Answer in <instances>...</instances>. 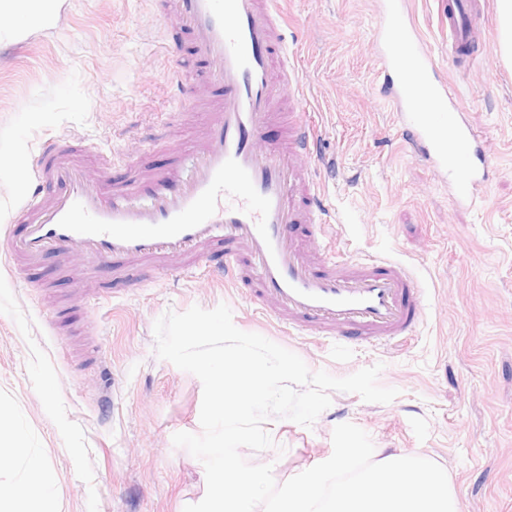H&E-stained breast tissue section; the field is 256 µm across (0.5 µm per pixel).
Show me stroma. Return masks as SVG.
Masks as SVG:
<instances>
[{
  "instance_id": "obj_1",
  "label": "stroma",
  "mask_w": 512,
  "mask_h": 512,
  "mask_svg": "<svg viewBox=\"0 0 512 512\" xmlns=\"http://www.w3.org/2000/svg\"><path fill=\"white\" fill-rule=\"evenodd\" d=\"M164 0H58L49 22L0 19V161L29 164L49 141L75 144L107 187L145 178L194 149L204 117L171 88ZM379 0H288V48L318 134L310 178L329 207L325 238L355 258L389 256L423 288L412 336L372 344L288 333L247 280L142 262L110 299L104 265L0 252V448L27 435L56 473L57 512H183L206 492L201 461L175 447L200 433L202 384L155 354V321L228 305L235 326L342 378L382 364L387 404L334 391L312 427L272 418L273 448L242 449L276 483L327 460L352 423L375 452L431 460L459 512H512V68L499 57L454 67L439 0L409 12L495 168L483 199L457 206L447 183L407 149L376 96Z\"/></svg>"
}]
</instances>
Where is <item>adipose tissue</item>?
I'll use <instances>...</instances> for the list:
<instances>
[{
	"instance_id": "obj_1",
	"label": "adipose tissue",
	"mask_w": 512,
	"mask_h": 512,
	"mask_svg": "<svg viewBox=\"0 0 512 512\" xmlns=\"http://www.w3.org/2000/svg\"><path fill=\"white\" fill-rule=\"evenodd\" d=\"M0 512H55V477L46 461L32 454L21 435L11 439V451L0 457Z\"/></svg>"
}]
</instances>
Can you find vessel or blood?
Listing matches in <instances>:
<instances>
[{"label":"vessel or blood","mask_w":512,"mask_h":512,"mask_svg":"<svg viewBox=\"0 0 512 512\" xmlns=\"http://www.w3.org/2000/svg\"><path fill=\"white\" fill-rule=\"evenodd\" d=\"M404 5H384L381 94L412 151L446 180L458 205L473 206L489 180V153L432 53L400 22ZM485 11L484 0H448L449 55L466 54ZM164 21L189 33L197 64L192 74L173 65L169 79L183 104L207 112L190 170L174 165L106 192L67 145L49 143L28 171L20 209L27 233L0 239V247L31 264L52 253L66 264L105 261L123 274L138 262L173 259L190 272L219 244L225 278L249 264L257 299L288 328L357 343L411 335L423 309L408 267L391 258L355 261L319 244L328 210L304 168L317 154L316 134L305 112L281 117L275 104L301 97L280 0H170ZM274 124L286 129L285 144L266 141ZM48 181L60 187L51 198L43 194ZM290 224L304 226L301 239L286 236Z\"/></svg>","instance_id":"1"}]
</instances>
